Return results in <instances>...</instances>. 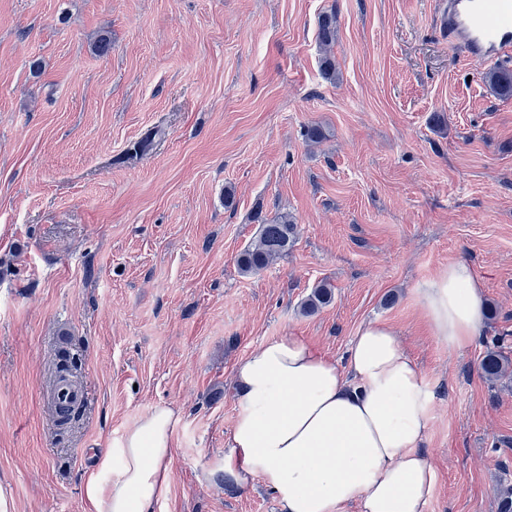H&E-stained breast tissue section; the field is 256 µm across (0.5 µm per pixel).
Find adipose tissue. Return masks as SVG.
Masks as SVG:
<instances>
[{
	"label": "adipose tissue",
	"instance_id": "adipose-tissue-1",
	"mask_svg": "<svg viewBox=\"0 0 512 512\" xmlns=\"http://www.w3.org/2000/svg\"><path fill=\"white\" fill-rule=\"evenodd\" d=\"M420 300L449 351L481 336L484 293L465 262H450ZM233 379L240 402L224 442L226 481H261L281 512H427L437 474L423 444L435 393L392 328L362 326L341 364L301 337H274ZM179 420L160 403L127 429L110 485L88 488L96 512H152L172 478Z\"/></svg>",
	"mask_w": 512,
	"mask_h": 512
}]
</instances>
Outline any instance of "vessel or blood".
Segmentation results:
<instances>
[{
	"instance_id": "b4317fda",
	"label": "vessel or blood",
	"mask_w": 512,
	"mask_h": 512,
	"mask_svg": "<svg viewBox=\"0 0 512 512\" xmlns=\"http://www.w3.org/2000/svg\"><path fill=\"white\" fill-rule=\"evenodd\" d=\"M439 25L449 45L473 62L512 55V0H448Z\"/></svg>"
}]
</instances>
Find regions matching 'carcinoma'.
Masks as SVG:
<instances>
[{
  "mask_svg": "<svg viewBox=\"0 0 512 512\" xmlns=\"http://www.w3.org/2000/svg\"><path fill=\"white\" fill-rule=\"evenodd\" d=\"M336 14L324 13L318 21V42L321 50V72L325 79L336 80ZM483 80L501 95H512V72L491 68L483 73ZM297 225L289 215H281L262 225L255 243L238 257V268L243 275H255L288 252L295 240ZM331 287L325 283L315 286L302 302V311L312 313L331 302ZM485 379L498 382L512 376V361L499 350L498 342L487 348L480 361Z\"/></svg>",
  "mask_w": 512,
  "mask_h": 512,
  "instance_id": "1",
  "label": "carcinoma"
}]
</instances>
